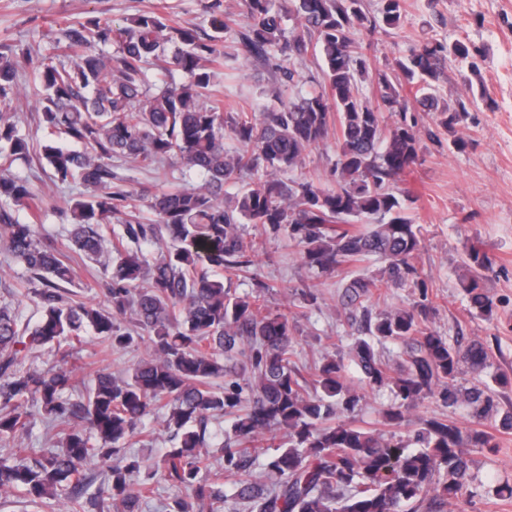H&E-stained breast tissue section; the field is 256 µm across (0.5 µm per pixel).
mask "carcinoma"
<instances>
[{
  "label": "carcinoma",
  "mask_w": 512,
  "mask_h": 512,
  "mask_svg": "<svg viewBox=\"0 0 512 512\" xmlns=\"http://www.w3.org/2000/svg\"><path fill=\"white\" fill-rule=\"evenodd\" d=\"M286 2L242 0L251 24L234 37L232 53L224 44L230 26L215 3L205 7L213 31L205 40L154 11L122 26L89 20L64 31L74 61L44 58L32 88L47 136L42 159L56 181L88 190L69 205L64 244L39 236V199L11 172L29 156L30 141L19 128L21 55L0 53V239L28 273L0 300V442L30 434L37 405L60 443L58 452L17 448L14 461L0 459V495L22 498L35 512H86L84 492L96 478L87 466L95 464L103 476L96 498L120 512H140L158 476L179 490L164 512L198 505L209 512H415L428 495L429 512H448L473 497L467 449L494 446L492 435L430 419L413 433L420 448L392 442L353 418L362 395L348 384L339 354L324 357L314 379L321 395L309 397L293 361L295 318L272 310L263 290L238 295L224 281V272H247L264 252L262 239L243 238L244 224L285 234L318 278L376 257L384 266L346 283L344 306L353 317L362 311L365 322L353 345L363 385L393 394L384 421L402 426L406 411L432 396L451 409L466 406L478 421L494 407L487 389L461 379L464 366L473 373L489 366L484 344L453 346L427 324L432 301L416 265L421 228L409 213L410 192L390 189L421 163L410 106L440 110L450 129L463 119L464 104L440 109L425 89L447 53L466 58L469 48L427 39L395 61L392 75L373 65L377 25L360 0ZM403 11V0H382L384 24L398 25ZM314 49L328 90L303 94L295 63ZM241 56L275 61L280 78L260 107L226 112L212 90L214 71ZM367 75L373 99L359 90ZM332 126L334 179L323 184L303 172L305 155ZM226 130L238 148L225 147ZM169 161L204 177L203 186L136 191L118 172L120 162L152 173ZM289 171L298 175L277 178ZM244 173L257 182L227 192ZM17 206L28 211L27 222ZM145 206L154 221H145ZM114 219L121 229L107 238ZM144 245L157 247L153 259ZM72 255L109 274L108 308L73 298ZM468 259L478 269L493 265L475 246ZM392 287L411 289L412 301L370 317L364 300ZM461 287L475 314L492 315L477 274ZM25 300L37 320L19 313ZM125 318L133 327L122 325ZM87 332L107 351L146 337L153 355L126 381L97 371L84 401L72 399L81 383L74 368H24L35 350L80 343ZM373 339L403 348L396 369L377 355ZM220 376L224 388L216 389ZM162 409L173 446L152 469L120 443ZM224 415L235 417L234 437L220 442L224 473L235 477L230 494L211 477L217 459L208 425ZM274 430L287 446L268 456L261 479L241 444Z\"/></svg>",
  "instance_id": "1"
}]
</instances>
